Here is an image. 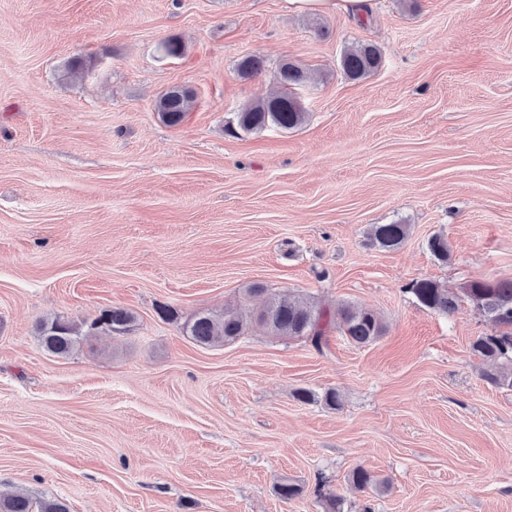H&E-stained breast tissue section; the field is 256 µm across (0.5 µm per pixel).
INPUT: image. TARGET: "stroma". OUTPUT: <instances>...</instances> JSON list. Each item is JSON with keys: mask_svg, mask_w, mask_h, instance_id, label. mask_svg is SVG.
I'll return each mask as SVG.
<instances>
[{"mask_svg": "<svg viewBox=\"0 0 512 512\" xmlns=\"http://www.w3.org/2000/svg\"><path fill=\"white\" fill-rule=\"evenodd\" d=\"M176 36L178 58L158 45ZM381 67L348 78L347 46ZM257 55L267 74L241 78ZM313 75L300 128L234 130ZM183 86L184 121L159 97ZM376 224H407L394 251ZM436 234L451 250L438 261ZM512 279V0H0V496L70 512H512V388L481 376L493 326L410 291ZM373 310L386 331L323 350L253 330L216 347L196 313L248 288ZM134 313L132 331L44 351L39 321ZM313 398L298 399L300 390ZM338 391L340 408L326 405ZM374 476L361 490L355 468ZM302 489L283 501L280 483ZM289 10L343 11L358 18L371 9V0H285ZM191 98V91L173 87L159 98L156 103V112L165 124L177 126L184 121ZM407 224H376L368 235L369 245L383 251L399 249L409 236Z\"/></svg>", "mask_w": 512, "mask_h": 512, "instance_id": "1", "label": "stroma"}]
</instances>
